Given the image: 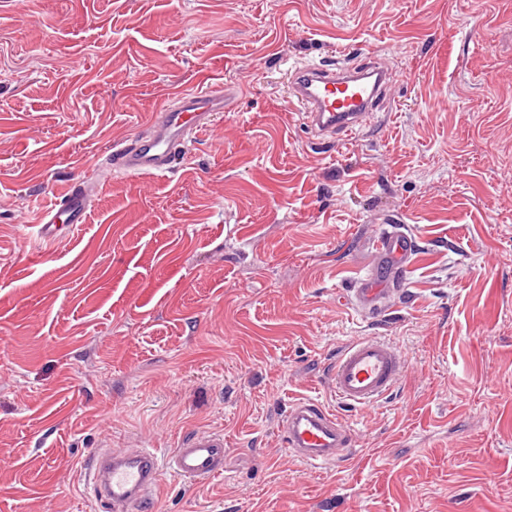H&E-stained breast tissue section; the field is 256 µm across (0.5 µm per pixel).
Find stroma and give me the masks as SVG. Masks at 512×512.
<instances>
[{
    "instance_id": "stroma-1",
    "label": "stroma",
    "mask_w": 512,
    "mask_h": 512,
    "mask_svg": "<svg viewBox=\"0 0 512 512\" xmlns=\"http://www.w3.org/2000/svg\"><path fill=\"white\" fill-rule=\"evenodd\" d=\"M377 57L393 80L346 143L308 127L295 68ZM224 112L164 177L105 155L178 90ZM95 178L88 223L39 207ZM416 241L379 313L356 279ZM384 336L396 392L341 417L315 468L297 399ZM224 436V471L163 472L154 512H512V0H0V512H110L84 463ZM379 259L374 267L357 281L353 288L354 299L358 308L373 312L388 288L385 287L398 272H409V259L415 249L411 236L394 226L391 230L381 233L374 243ZM280 431L289 455L316 468L341 462L356 442L337 415L312 399L292 404Z\"/></svg>"
}]
</instances>
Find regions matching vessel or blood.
Listing matches in <instances>:
<instances>
[{"label": "vessel or blood", "instance_id": "vessel-or-blood-1", "mask_svg": "<svg viewBox=\"0 0 512 512\" xmlns=\"http://www.w3.org/2000/svg\"><path fill=\"white\" fill-rule=\"evenodd\" d=\"M389 79V69L377 62L360 71L303 68L294 76L292 95L305 106L308 126L342 138L371 124ZM223 110L222 90L179 91L152 112L144 133L114 146L106 164L119 173L165 176L183 161L190 137L210 128ZM93 187L89 180L71 182L44 205L38 238L53 243L62 239L64 229L87 223ZM374 247L378 262L354 290L357 307L368 312L377 309L385 286L397 273H408L415 249L412 237L396 226L381 233ZM405 368L406 360L393 342L382 336H365L337 353L325 379L339 404L357 410L390 395ZM280 431L289 455L316 468L341 462L356 442L337 415L312 399L292 404ZM166 468L191 481L222 474L223 435L191 434L164 456L151 448L99 453L86 467L85 476L111 512H152V495Z\"/></svg>", "mask_w": 512, "mask_h": 512}]
</instances>
